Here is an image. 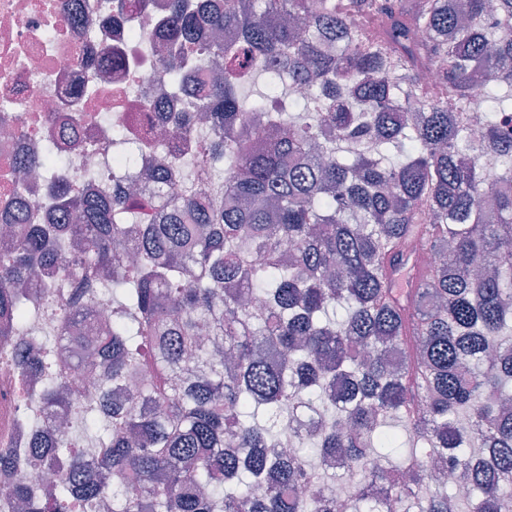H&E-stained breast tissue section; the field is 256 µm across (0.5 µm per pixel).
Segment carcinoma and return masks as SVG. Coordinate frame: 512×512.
Returning a JSON list of instances; mask_svg holds the SVG:
<instances>
[{
  "mask_svg": "<svg viewBox=\"0 0 512 512\" xmlns=\"http://www.w3.org/2000/svg\"><path fill=\"white\" fill-rule=\"evenodd\" d=\"M158 27L173 85L224 61L170 113L206 114L210 189L158 164L156 219L58 174L0 225V366L38 427L24 459L0 448V492L28 512H512V0H167ZM56 146L15 167L58 170Z\"/></svg>",
  "mask_w": 512,
  "mask_h": 512,
  "instance_id": "obj_1",
  "label": "carcinoma"
}]
</instances>
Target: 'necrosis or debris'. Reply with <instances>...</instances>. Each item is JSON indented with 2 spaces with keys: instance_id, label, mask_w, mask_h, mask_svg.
Returning a JSON list of instances; mask_svg holds the SVG:
<instances>
[{
  "instance_id": "necrosis-or-debris-1",
  "label": "necrosis or debris",
  "mask_w": 512,
  "mask_h": 512,
  "mask_svg": "<svg viewBox=\"0 0 512 512\" xmlns=\"http://www.w3.org/2000/svg\"><path fill=\"white\" fill-rule=\"evenodd\" d=\"M164 2L152 0L147 12L125 16L116 0H0V115L8 119L0 127V213L32 186L48 191L46 171L21 180L10 170L16 157L31 154L46 126H55L67 144L64 170L78 195L139 180L144 155L114 166L102 127L127 131L132 117L156 98L163 104L155 150L170 152L164 115L187 110L196 81L187 77L183 89L166 98L158 93L167 80L152 46ZM77 89L82 97H74ZM87 172L98 175L89 188L81 180ZM15 387L14 373L0 369V440L19 449L26 442L17 424L23 408L4 395Z\"/></svg>"
}]
</instances>
